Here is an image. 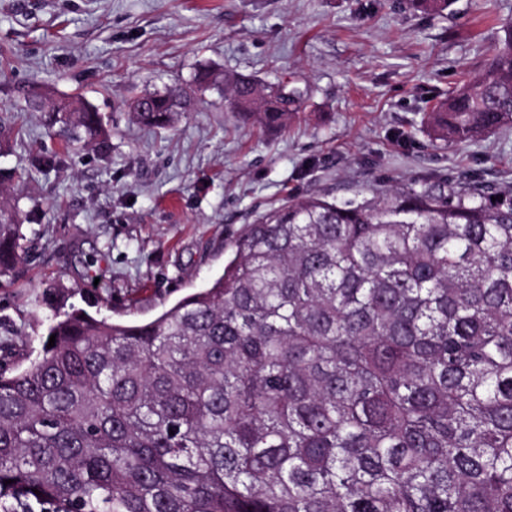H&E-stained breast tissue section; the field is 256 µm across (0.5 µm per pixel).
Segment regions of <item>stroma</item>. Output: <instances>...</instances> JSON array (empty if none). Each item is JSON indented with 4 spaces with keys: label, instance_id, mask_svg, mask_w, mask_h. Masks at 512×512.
Masks as SVG:
<instances>
[{
    "label": "stroma",
    "instance_id": "obj_1",
    "mask_svg": "<svg viewBox=\"0 0 512 512\" xmlns=\"http://www.w3.org/2000/svg\"><path fill=\"white\" fill-rule=\"evenodd\" d=\"M512 0H0V200L24 218L23 260L0 286V364L40 352L50 300L147 321L222 274L261 213L307 193L339 199L425 180L512 186V128L448 145L425 114L489 66ZM204 67L298 91L268 130L197 92L173 128L136 124L134 94ZM41 96L27 106L24 92ZM108 135L77 152L46 105L74 96Z\"/></svg>",
    "mask_w": 512,
    "mask_h": 512
}]
</instances>
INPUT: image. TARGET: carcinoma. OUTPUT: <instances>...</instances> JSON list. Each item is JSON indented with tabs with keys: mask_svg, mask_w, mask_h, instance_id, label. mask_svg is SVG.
Listing matches in <instances>:
<instances>
[{
	"mask_svg": "<svg viewBox=\"0 0 512 512\" xmlns=\"http://www.w3.org/2000/svg\"><path fill=\"white\" fill-rule=\"evenodd\" d=\"M193 83L135 95L133 119L167 129L222 86L243 119L288 124L250 76ZM49 112L69 148L105 135L81 102ZM428 124L448 144L512 127V32ZM22 226L1 203L0 280ZM53 334L0 369V512H512V189L298 197L151 321L73 307Z\"/></svg>",
	"mask_w": 512,
	"mask_h": 512,
	"instance_id": "cac0c4a2",
	"label": "carcinoma"
}]
</instances>
